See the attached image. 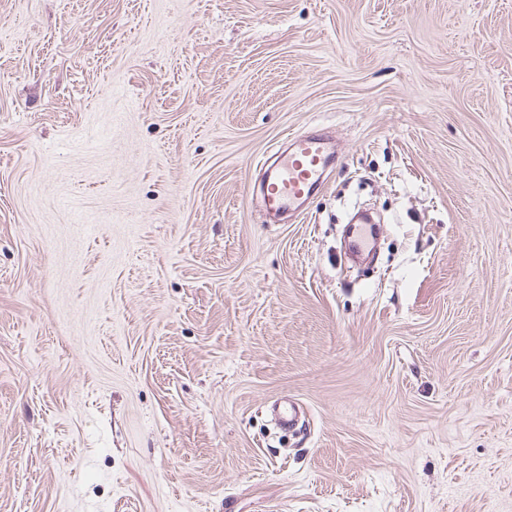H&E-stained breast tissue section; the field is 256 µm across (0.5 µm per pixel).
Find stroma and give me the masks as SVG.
<instances>
[{"instance_id": "1", "label": "stroma", "mask_w": 512, "mask_h": 512, "mask_svg": "<svg viewBox=\"0 0 512 512\" xmlns=\"http://www.w3.org/2000/svg\"><path fill=\"white\" fill-rule=\"evenodd\" d=\"M0 512H512V0H0ZM265 200L270 212L291 211L323 185L324 170L335 161L319 135L296 138L291 152L276 153ZM374 228L371 224H351L348 229V243L352 252L368 251L374 242Z\"/></svg>"}]
</instances>
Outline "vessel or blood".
Returning a JSON list of instances; mask_svg holds the SVG:
<instances>
[{"mask_svg":"<svg viewBox=\"0 0 512 512\" xmlns=\"http://www.w3.org/2000/svg\"><path fill=\"white\" fill-rule=\"evenodd\" d=\"M335 160L319 135L296 138L292 151L280 153L271 164V177L265 200L269 211H290L323 184L325 169ZM374 228L369 224H353L348 229L351 251H368L374 242Z\"/></svg>","mask_w":512,"mask_h":512,"instance_id":"1","label":"vessel or blood"}]
</instances>
